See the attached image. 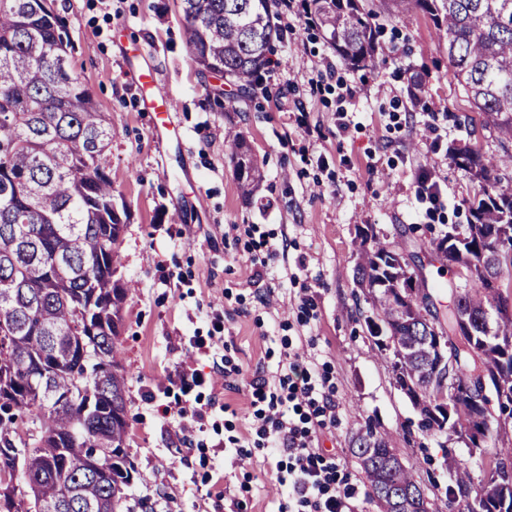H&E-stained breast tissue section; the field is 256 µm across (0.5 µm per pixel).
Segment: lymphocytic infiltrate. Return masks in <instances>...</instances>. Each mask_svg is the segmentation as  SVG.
<instances>
[{
	"label": "lymphocytic infiltrate",
	"instance_id": "obj_1",
	"mask_svg": "<svg viewBox=\"0 0 512 512\" xmlns=\"http://www.w3.org/2000/svg\"><path fill=\"white\" fill-rule=\"evenodd\" d=\"M313 374L311 362L294 348L288 354L286 393L266 379H254L252 428L275 463L273 477L288 496L287 512H344L354 489L340 476L335 455L315 444L317 433L331 428L336 414L330 396L314 400Z\"/></svg>",
	"mask_w": 512,
	"mask_h": 512
}]
</instances>
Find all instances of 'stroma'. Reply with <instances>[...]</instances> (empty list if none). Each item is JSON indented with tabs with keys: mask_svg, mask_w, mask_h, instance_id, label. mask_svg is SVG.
<instances>
[{
	"mask_svg": "<svg viewBox=\"0 0 512 512\" xmlns=\"http://www.w3.org/2000/svg\"><path fill=\"white\" fill-rule=\"evenodd\" d=\"M363 4L376 14L377 55L354 70L308 18L306 0H272L271 63L244 89L192 62L179 0H59L74 66L112 121L114 202L128 213L116 263L132 284L120 333L134 469L123 512H229L235 500L242 512H278L261 446L244 461L214 447L249 428L250 382L277 381L296 346L332 392L336 425L318 444L355 487L352 512H375L350 451L368 423L393 437L434 512H448V463L471 450L419 430L391 350L367 328L359 243L365 234L398 243L428 284L448 281L447 265L420 245L464 233L480 190L452 153L467 142L489 154L501 147L454 79L432 21ZM149 71L175 104L171 127L144 105L137 75ZM234 133L264 175L249 199L227 147ZM426 171L443 193L434 212L416 192ZM192 361L213 382L184 391L177 379ZM226 363L241 371L236 387L224 382ZM187 403L204 420L186 440L162 410ZM488 411L493 438L471 470L477 486L498 444L512 441V419L497 401Z\"/></svg>",
	"mask_w": 512,
	"mask_h": 512,
	"instance_id": "35a3bbf8",
	"label": "stroma"
}]
</instances>
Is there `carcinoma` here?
I'll return each instance as SVG.
<instances>
[{
    "instance_id": "cac0c4a2",
    "label": "carcinoma",
    "mask_w": 512,
    "mask_h": 512,
    "mask_svg": "<svg viewBox=\"0 0 512 512\" xmlns=\"http://www.w3.org/2000/svg\"><path fill=\"white\" fill-rule=\"evenodd\" d=\"M392 18L418 9L433 21L453 77L498 134L504 154L458 151L481 194L464 236L431 244L460 249L466 276L446 284L451 301L442 334L454 345L446 416L427 385L433 337L421 301L395 292L410 279L396 245L362 237L357 283L378 289L375 337L386 333L397 385L411 398L419 428L463 438L476 416L489 431L482 376H492L501 413L512 417V315L491 281L512 271V0H383ZM191 60L229 81L252 85L270 63L276 30L269 0H180ZM307 14L350 67L374 61L372 12L360 0H307ZM73 44L56 0H0V475L30 486L26 512H120L132 468L121 368L122 305L129 287L114 279L124 227L113 201L108 152L112 124L71 65ZM244 196L262 179L244 137L231 141ZM488 235L502 258L469 249ZM353 453L377 512H431L392 437L372 424ZM458 512H512V473L473 487L469 462L449 468Z\"/></svg>"
}]
</instances>
